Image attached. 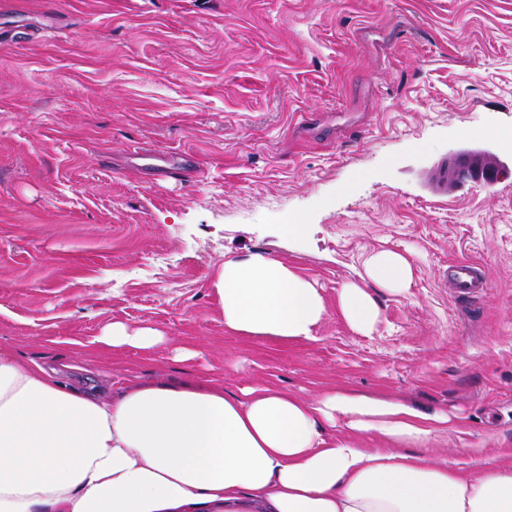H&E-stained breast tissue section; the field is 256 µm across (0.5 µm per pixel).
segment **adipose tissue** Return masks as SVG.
Returning <instances> with one entry per match:
<instances>
[{"label":"adipose tissue","mask_w":512,"mask_h":512,"mask_svg":"<svg viewBox=\"0 0 512 512\" xmlns=\"http://www.w3.org/2000/svg\"><path fill=\"white\" fill-rule=\"evenodd\" d=\"M365 275L402 292L412 265L382 250ZM213 285L235 337L311 341L327 313L313 281L263 254L225 259ZM337 308L372 333L379 308L364 285H343ZM161 340L120 322L100 338L116 352ZM356 432L390 445L357 447ZM430 434L407 406L336 390L307 401L184 381L101 397L0 348V512H512V465L472 477L411 453Z\"/></svg>","instance_id":"adipose-tissue-1"}]
</instances>
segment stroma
<instances>
[{"label": "stroma", "mask_w": 512, "mask_h": 512, "mask_svg": "<svg viewBox=\"0 0 512 512\" xmlns=\"http://www.w3.org/2000/svg\"><path fill=\"white\" fill-rule=\"evenodd\" d=\"M468 149L496 181L437 187ZM384 248L413 280L367 283L363 336L337 295ZM255 253L316 282L314 340L225 333L215 268ZM464 260L475 299L445 277ZM115 322L164 340L102 350ZM0 347L91 392L341 387L447 416L418 448L433 461L507 463L512 0H0ZM448 280L458 295L482 293L487 288V278L481 268L472 262L459 261L448 268Z\"/></svg>", "instance_id": "1"}]
</instances>
